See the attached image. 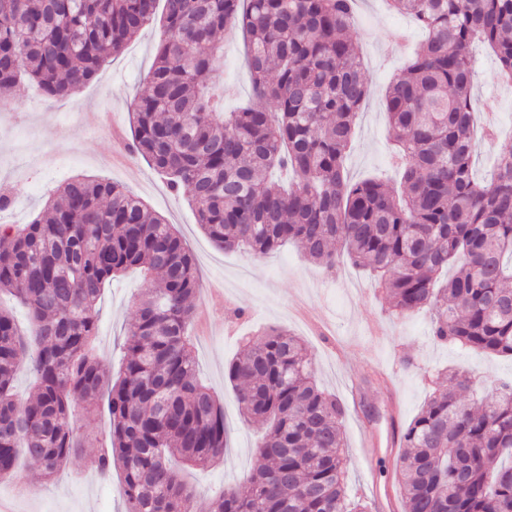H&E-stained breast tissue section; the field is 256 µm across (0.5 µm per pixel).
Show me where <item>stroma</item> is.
<instances>
[{"instance_id": "stroma-1", "label": "stroma", "mask_w": 512, "mask_h": 512, "mask_svg": "<svg viewBox=\"0 0 512 512\" xmlns=\"http://www.w3.org/2000/svg\"><path fill=\"white\" fill-rule=\"evenodd\" d=\"M161 34L157 22L143 29L71 98L48 100L26 81L8 91L9 106L0 111V187L10 190L11 202L0 210V224L30 223L54 190L73 176L86 175L126 187L186 241L200 283L212 286L192 301L193 308L207 310L194 340L199 375L221 400L229 442L223 461L181 469L198 500L211 502L227 487L244 489L245 473L259 463L257 431L241 415L225 369L245 351L249 338L272 327L288 329L305 341L318 385L345 408L349 495L370 500V488L376 485L401 498L398 450L385 447L369 458L359 446L362 429L387 433L389 393L397 395L396 421L404 426L431 394L432 372L459 368L487 388L493 380L512 378V359L435 343L429 335L431 310L391 314L376 282L352 264L326 272L292 243L261 258L244 250H222L198 226L188 200L172 192L146 159L132 153L125 163H115L114 153L131 138L130 116L148 85ZM349 34L359 48L369 95L356 120L347 173L355 181L376 176L396 186L401 171L394 163L383 95L424 34L410 19L389 12L385 0H363ZM220 39L219 74L229 89L224 109L232 112L254 99L246 41L238 28L224 30ZM475 70L476 97L493 98L496 104V139L476 141L475 166L484 177L497 155L512 148V86L500 82L497 63L486 50L478 51ZM146 288L136 269L104 287L96 354L110 375L119 372L120 344ZM353 383L360 391L355 401L346 390ZM122 489L121 471L101 478L82 457L71 459L53 479L43 478L22 457L13 476L0 480V498L10 500L12 512H123Z\"/></svg>"}]
</instances>
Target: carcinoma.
I'll use <instances>...</instances> for the list:
<instances>
[{
  "label": "carcinoma",
  "instance_id": "cac0c4a2",
  "mask_svg": "<svg viewBox=\"0 0 512 512\" xmlns=\"http://www.w3.org/2000/svg\"><path fill=\"white\" fill-rule=\"evenodd\" d=\"M159 0H0V88L25 76L49 98L73 96L156 20ZM427 32L384 106L402 191L352 181L345 161L368 95L346 35L356 0H164L147 91L133 112L135 152L186 195L219 248L263 257L288 242L325 270L341 258L385 290L391 312H433L430 336L512 358V149L493 179L475 177L473 48L489 47L512 83V0H386ZM248 36L256 101L224 111L211 89L218 32ZM291 168L287 189L269 179ZM137 267L149 279L117 378L93 343L106 282ZM196 259L125 187L77 177L43 216L0 234V294L28 311L32 335L0 308V479L19 449L52 478L84 443L74 411L108 391L110 447L88 460L124 475L125 512H366L345 490L343 405L320 389L303 341L271 328L231 360L242 414L261 432V464L207 505L178 464L204 467L227 448L224 411L196 374L189 333ZM27 366L23 403L13 382ZM401 431L402 512H512V380L472 410L464 372L441 370Z\"/></svg>",
  "mask_w": 512,
  "mask_h": 512
}]
</instances>
